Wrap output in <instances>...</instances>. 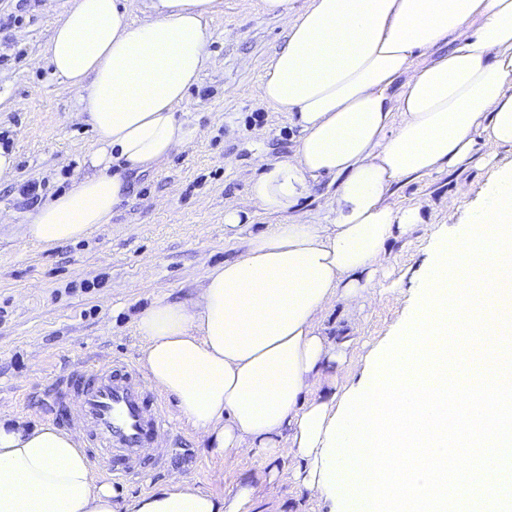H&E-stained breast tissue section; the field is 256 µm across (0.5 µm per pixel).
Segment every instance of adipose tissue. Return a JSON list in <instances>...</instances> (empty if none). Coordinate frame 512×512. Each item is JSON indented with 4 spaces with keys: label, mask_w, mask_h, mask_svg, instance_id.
Masks as SVG:
<instances>
[{
    "label": "adipose tissue",
    "mask_w": 512,
    "mask_h": 512,
    "mask_svg": "<svg viewBox=\"0 0 512 512\" xmlns=\"http://www.w3.org/2000/svg\"><path fill=\"white\" fill-rule=\"evenodd\" d=\"M223 0H147L136 23L126 0H69L44 49L79 95L73 118L91 125L92 175L35 209L24 235L44 247L110 223L126 191L113 173L144 170L195 136L177 106L209 61L207 20ZM288 29L263 75L261 97L299 129L292 156L254 157L255 204L287 223L251 235L212 268L188 301L153 302L140 316L141 361L211 456L245 450L290 456L292 478L325 499L320 452L340 404L335 382L354 342L329 336L323 313L355 310L374 286L387 245L423 221L388 199L395 184L512 146V0H261ZM323 176L330 221L298 210ZM244 484L218 497L170 477L116 505L77 436L49 422L0 418V512H251Z\"/></svg>",
    "instance_id": "adipose-tissue-1"
}]
</instances>
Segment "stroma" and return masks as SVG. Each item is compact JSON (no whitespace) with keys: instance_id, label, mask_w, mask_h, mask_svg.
Here are the masks:
<instances>
[{"instance_id":"1","label":"stroma","mask_w":512,"mask_h":512,"mask_svg":"<svg viewBox=\"0 0 512 512\" xmlns=\"http://www.w3.org/2000/svg\"><path fill=\"white\" fill-rule=\"evenodd\" d=\"M66 5L0 0V19L11 21L0 28V150L16 158L12 179L0 181V211L10 215L0 223V416L75 431V399L52 404L48 386L85 360L139 361L136 321L155 299H190L207 270L242 251L248 233L285 222V214L250 203V160L261 147L274 158L290 155L299 130L260 95L265 68L285 40L286 19L263 14L261 0H224L208 21L210 60L177 108L194 128L193 140L146 171L126 173L128 191L111 223L50 249L26 241L23 226L36 203L26 200L23 187L37 183L39 201H50L89 174L83 157L95 147L91 126L72 118L76 93L43 55ZM489 176V169L473 165L393 186V201L419 206L424 222L389 244L384 264L403 282L356 310L362 343L338 377L339 390L354 388L370 347L397 335L413 316L433 255L469 223ZM230 207L247 212L245 231L225 228ZM165 408L174 428L153 448L141 478L117 483L118 498L146 494L176 472L221 496L254 482L255 512H330L331 502L309 500L293 483L291 458L209 457L200 436L178 420L174 403ZM272 470L275 481L265 482Z\"/></svg>"}]
</instances>
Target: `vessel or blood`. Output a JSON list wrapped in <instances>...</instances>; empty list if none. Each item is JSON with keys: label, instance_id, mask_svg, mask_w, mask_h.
<instances>
[{"label": "vessel or blood", "instance_id": "vessel-or-blood-1", "mask_svg": "<svg viewBox=\"0 0 512 512\" xmlns=\"http://www.w3.org/2000/svg\"><path fill=\"white\" fill-rule=\"evenodd\" d=\"M55 393L75 395L91 460L115 480L140 477L150 441L173 428L162 399L129 361L82 364L58 378Z\"/></svg>", "mask_w": 512, "mask_h": 512}]
</instances>
